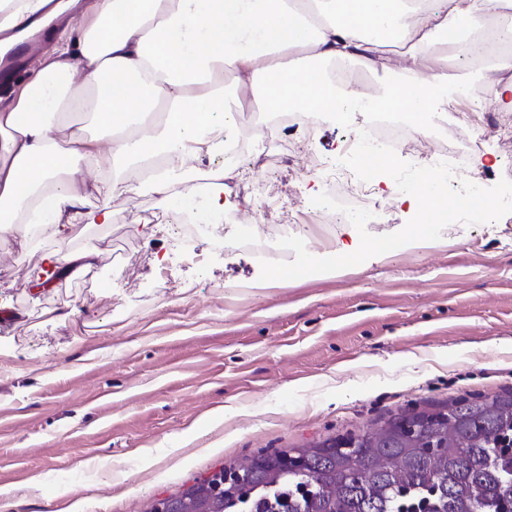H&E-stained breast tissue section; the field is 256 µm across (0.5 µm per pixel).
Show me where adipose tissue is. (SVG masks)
<instances>
[{"instance_id": "adipose-tissue-1", "label": "adipose tissue", "mask_w": 512, "mask_h": 512, "mask_svg": "<svg viewBox=\"0 0 512 512\" xmlns=\"http://www.w3.org/2000/svg\"><path fill=\"white\" fill-rule=\"evenodd\" d=\"M48 0H0V32H23ZM31 79L0 104V237L27 241L106 224L114 195L146 185L169 195L192 163L224 150L234 127L225 81L265 111L343 121L355 112L412 118L447 111L414 67L468 18L495 16L489 36L512 46V0H76ZM408 61L374 94L330 86L321 63L386 71L390 46ZM91 183L100 206L78 192Z\"/></svg>"}]
</instances>
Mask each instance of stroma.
<instances>
[{"instance_id":"35a3bbf8","label":"stroma","mask_w":512,"mask_h":512,"mask_svg":"<svg viewBox=\"0 0 512 512\" xmlns=\"http://www.w3.org/2000/svg\"><path fill=\"white\" fill-rule=\"evenodd\" d=\"M472 128L464 109L428 113L425 134L461 150L482 142L467 167L494 211L431 224L437 247L403 242L423 214L396 202L376 214L398 179L422 170L447 183L448 169L416 151L400 153L376 181L372 201L344 223L292 224L265 191L307 210L321 180L313 160L366 179L360 153L341 150L350 123L324 115L285 145L268 127L249 134L259 157L218 181V153L196 161L174 200L149 188L113 196L112 221L80 224L61 242L0 238V512H149L223 464L263 450L298 448L359 432L384 417L512 389V142L501 126L512 110L485 104ZM223 184L227 205L213 209ZM210 213L196 251L173 239L170 218ZM241 224L268 239L293 226L274 261L253 247L212 248ZM357 240L355 272L308 277L332 261L318 238ZM91 250L81 275L42 274L49 250ZM287 275V288L251 294L242 283ZM231 404L215 423L211 413ZM154 451L145 463L142 451Z\"/></svg>"}]
</instances>
